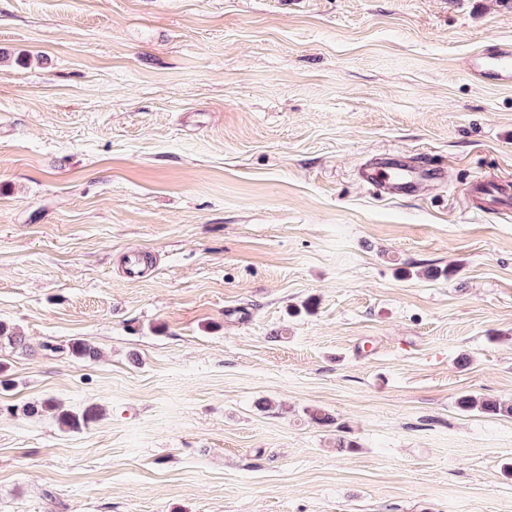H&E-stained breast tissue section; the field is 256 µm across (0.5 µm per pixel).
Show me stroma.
Returning <instances> with one entry per match:
<instances>
[{"instance_id": "stroma-1", "label": "stroma", "mask_w": 512, "mask_h": 512, "mask_svg": "<svg viewBox=\"0 0 512 512\" xmlns=\"http://www.w3.org/2000/svg\"><path fill=\"white\" fill-rule=\"evenodd\" d=\"M501 44L512 0H0V512H512L457 407L512 399ZM468 68L475 75L485 76L493 73L500 79L510 82L512 80V49L498 48L473 58L468 63ZM438 181L443 179L444 172L438 168L415 169L398 163H376L365 169L363 180L379 190L388 193H410L416 190L419 177ZM477 207L483 213H491L512 208V177L483 180L477 179L472 187ZM43 411H54L53 417L57 420V422L72 430H79L83 427L89 425L90 422L97 419L98 414L96 408L89 407L84 410L81 414L72 412L68 409H60L53 400L48 399L40 404V408L38 405H29L24 411L26 414L35 415Z\"/></svg>"}]
</instances>
